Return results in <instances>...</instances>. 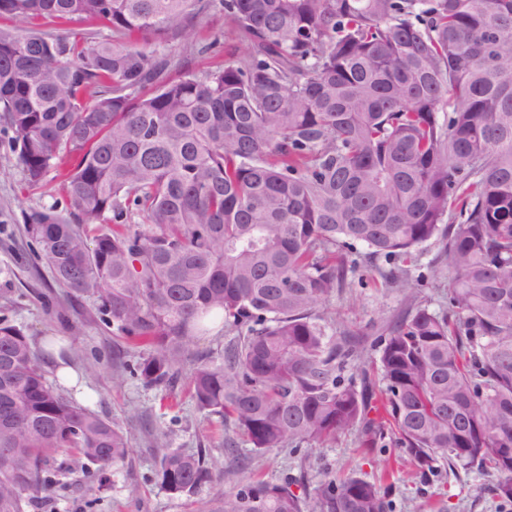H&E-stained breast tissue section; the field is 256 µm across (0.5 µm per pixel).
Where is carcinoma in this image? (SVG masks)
<instances>
[{
    "label": "carcinoma",
    "mask_w": 512,
    "mask_h": 512,
    "mask_svg": "<svg viewBox=\"0 0 512 512\" xmlns=\"http://www.w3.org/2000/svg\"><path fill=\"white\" fill-rule=\"evenodd\" d=\"M241 47L172 80L159 43L214 10ZM110 31L0 28V122L27 181L69 156V211L26 217L55 280L99 301L146 348L130 370L166 384L189 361L200 410L233 426L226 451L319 444L363 424L374 391L359 344L319 306L347 251L410 287L419 248L448 256V306L412 304L380 340L386 413L421 475L472 468L512 503V0H0V15ZM88 244L84 224L126 223ZM219 351L189 357L216 320ZM47 351L0 318V512L63 488L75 451L98 482L128 453L115 421L63 394ZM172 495L211 481L205 450L163 445ZM282 483L224 469L214 512H304ZM319 512H385L358 476L313 490Z\"/></svg>",
    "instance_id": "obj_1"
}]
</instances>
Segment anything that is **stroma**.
Segmentation results:
<instances>
[{"instance_id": "35a3bbf8", "label": "stroma", "mask_w": 512, "mask_h": 512, "mask_svg": "<svg viewBox=\"0 0 512 512\" xmlns=\"http://www.w3.org/2000/svg\"><path fill=\"white\" fill-rule=\"evenodd\" d=\"M226 27L223 13L217 11L188 40L157 45L158 55L174 62L168 77L199 75L228 60L236 48L234 41H225L217 52L203 49ZM62 179V171L53 170L42 184L29 185L12 133L0 125V314H8L12 324L36 341L52 339L45 364L49 379H56L59 365L71 367L76 382L65 387V394L118 422L130 448L125 461L112 468L102 484L87 480L78 455H68L66 486L51 492L46 512H208L219 488L217 479L229 464L224 426L198 409L187 381L169 390L133 378L128 367L139 360L141 347L101 321L95 297L60 285L45 261L34 258L25 216L52 207L65 209ZM365 253L362 247L349 253L346 286L321 310L335 319L337 333L360 340L368 379L378 387L382 375L371 342L390 332L408 303L403 292L386 285V263L366 262ZM163 439L186 452L205 449L213 482L191 494H170L156 475ZM363 440V429L357 426L297 452L280 448L257 453L242 443L238 454L246 477L270 482L295 478L293 490L305 497L309 512L316 508L313 489L320 480L351 475L388 483L386 512H512V504L494 494V476L443 465L424 481L414 477V466L394 444L392 432H385L369 450Z\"/></svg>"}]
</instances>
